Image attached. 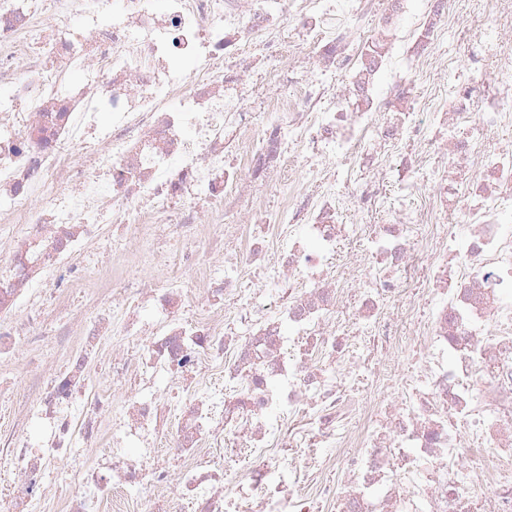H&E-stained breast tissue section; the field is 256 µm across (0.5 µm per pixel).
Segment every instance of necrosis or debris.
Returning <instances> with one entry per match:
<instances>
[{
	"mask_svg": "<svg viewBox=\"0 0 512 512\" xmlns=\"http://www.w3.org/2000/svg\"><path fill=\"white\" fill-rule=\"evenodd\" d=\"M370 2L0 0V512H512V0ZM111 328L108 326H105L101 329V338L93 340V341H85L81 338L80 341L82 343L83 349L90 355L103 357L104 359H107L108 357H112V353L114 352V355L121 354V351L123 349V346L120 345V343H117L116 341H112V339L109 337L111 336Z\"/></svg>",
	"mask_w": 512,
	"mask_h": 512,
	"instance_id": "1",
	"label": "necrosis or debris"
}]
</instances>
